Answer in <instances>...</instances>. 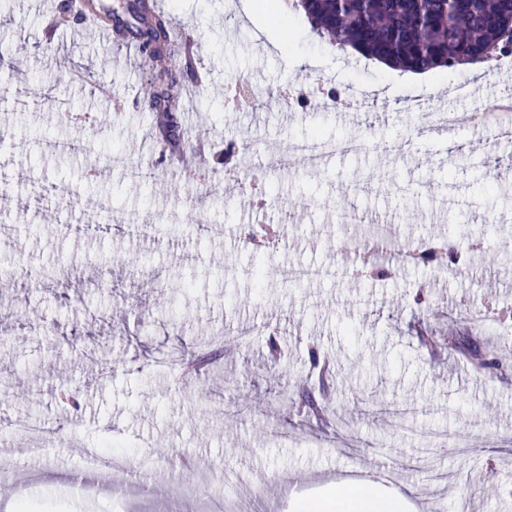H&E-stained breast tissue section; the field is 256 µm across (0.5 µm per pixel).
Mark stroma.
<instances>
[{
    "instance_id": "1",
    "label": "stroma",
    "mask_w": 512,
    "mask_h": 512,
    "mask_svg": "<svg viewBox=\"0 0 512 512\" xmlns=\"http://www.w3.org/2000/svg\"><path fill=\"white\" fill-rule=\"evenodd\" d=\"M58 3L0 0V419L40 427L48 447L31 457L23 437L0 442V484L13 487L0 512L18 496L33 512H215L222 493L254 512H292L363 465L397 471L396 488L412 489L418 506L434 496L446 512H512V147L466 135L408 141L414 102L476 111L482 70H392L332 47L300 14L280 25L259 0H157L196 43L177 67L189 87L186 139L206 155L199 177L183 179L176 156L151 144L139 99L159 59L132 71V52L70 16L44 43ZM238 79L302 90L311 104L228 111ZM334 90L358 93L352 125L337 121ZM228 134L255 143V189L275 197L264 205L272 246L245 244L255 215L210 164ZM356 138L366 151L327 155L317 170L265 162L270 145L285 154ZM91 165L103 175L85 178ZM282 207L301 209V221L281 224ZM340 209L366 220L338 224ZM380 213L398 241L458 245L467 270L397 256L385 278L337 275L360 267ZM142 224L155 234L141 235ZM308 264L331 277L289 279ZM420 292L427 326L476 337L493 368L422 350ZM179 337L220 351L205 378L179 381L169 358ZM272 344L283 352L274 364ZM319 358L334 367L327 388ZM64 380L84 397L75 419L52 395ZM281 385L307 386L330 420L283 406ZM98 448L150 467L162 491L98 471L72 496L73 474ZM18 465L27 483L15 484Z\"/></svg>"
}]
</instances>
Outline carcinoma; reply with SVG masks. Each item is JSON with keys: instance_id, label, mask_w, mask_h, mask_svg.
Instances as JSON below:
<instances>
[{"instance_id": "1", "label": "carcinoma", "mask_w": 512, "mask_h": 512, "mask_svg": "<svg viewBox=\"0 0 512 512\" xmlns=\"http://www.w3.org/2000/svg\"><path fill=\"white\" fill-rule=\"evenodd\" d=\"M292 6L337 49L352 48L403 71L422 74L512 55V0H292ZM110 14H128L137 22L125 33L142 52L153 56L168 43V22L148 0H120ZM182 94L181 73L164 69L154 76L149 106L158 111L160 128L173 150L185 140L175 116ZM279 396L287 406L299 403L318 409L307 389L298 399L286 389Z\"/></svg>"}]
</instances>
